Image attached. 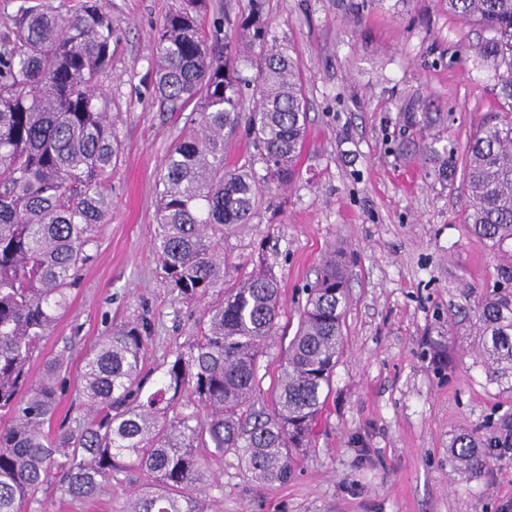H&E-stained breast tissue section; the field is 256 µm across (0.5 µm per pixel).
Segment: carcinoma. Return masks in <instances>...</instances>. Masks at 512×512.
I'll return each instance as SVG.
<instances>
[{"instance_id": "carcinoma-1", "label": "carcinoma", "mask_w": 512, "mask_h": 512, "mask_svg": "<svg viewBox=\"0 0 512 512\" xmlns=\"http://www.w3.org/2000/svg\"><path fill=\"white\" fill-rule=\"evenodd\" d=\"M210 0H177L152 36L154 95L178 110L194 106L192 127L168 150L157 182L154 248L180 298L202 308L197 336L163 363L158 388L143 395L145 329L128 324L84 354L78 397L85 415L48 430L57 411L74 337L42 357L43 342L70 304L78 272L93 259L102 191L119 158L112 97V18L101 0L71 14L23 6L0 40V512H31L55 480L59 500L91 502L118 474L138 471L126 512H203L191 491L206 480L204 449L237 454L260 483H284L307 448L332 390L344 348V265L331 252L308 288L298 328L271 390L255 410L258 358L276 328L280 288L266 271L224 263V227L249 223L263 191L290 185L306 137L305 98L287 51L269 33L263 0L241 23L233 54L221 29L206 33ZM448 13L486 34L474 46L491 73L496 123L466 151L473 240L502 255L493 289L475 302L473 348L489 380L512 392V0H447ZM255 102L242 112L245 91ZM246 125L265 174L227 166L224 132ZM485 440L456 435L448 457L470 481L487 467Z\"/></svg>"}]
</instances>
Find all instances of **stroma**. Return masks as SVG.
Segmentation results:
<instances>
[{
	"instance_id": "1",
	"label": "stroma",
	"mask_w": 512,
	"mask_h": 512,
	"mask_svg": "<svg viewBox=\"0 0 512 512\" xmlns=\"http://www.w3.org/2000/svg\"><path fill=\"white\" fill-rule=\"evenodd\" d=\"M265 0L270 35L301 75L307 133L292 185L272 187L250 223L227 227L224 255L261 265L281 288L280 317L259 361L255 408L267 407L324 254L349 256L346 351L311 448L285 483L256 482L235 453L208 461L194 494L204 512H512V447L486 449L487 468L461 480L455 434L512 430V393L488 381L470 336L476 293L501 261L465 222V147L496 120L478 29L446 0ZM119 42L105 82L122 153L105 185L112 206L45 353L75 337L55 424L77 412L83 355L100 336L147 322L145 370L194 336L201 306L178 300L153 248L157 174L197 122L157 100L154 28L175 0H103ZM448 353L432 363L433 346ZM136 486L119 476L73 509L43 495L41 512H123Z\"/></svg>"
}]
</instances>
